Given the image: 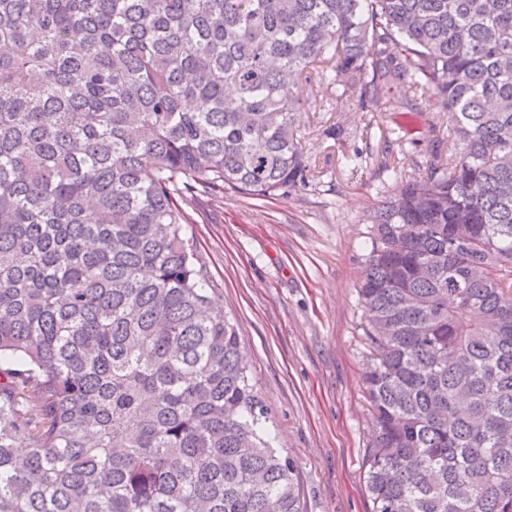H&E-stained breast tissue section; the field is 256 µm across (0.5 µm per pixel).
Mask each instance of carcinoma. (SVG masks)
Segmentation results:
<instances>
[{
	"mask_svg": "<svg viewBox=\"0 0 512 512\" xmlns=\"http://www.w3.org/2000/svg\"><path fill=\"white\" fill-rule=\"evenodd\" d=\"M313 76L433 141L364 218L371 512H512V0H0V512H305L184 205L311 186Z\"/></svg>",
	"mask_w": 512,
	"mask_h": 512,
	"instance_id": "cac0c4a2",
	"label": "carcinoma"
}]
</instances>
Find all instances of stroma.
Masks as SVG:
<instances>
[{
  "label": "stroma",
  "instance_id": "stroma-1",
  "mask_svg": "<svg viewBox=\"0 0 512 512\" xmlns=\"http://www.w3.org/2000/svg\"><path fill=\"white\" fill-rule=\"evenodd\" d=\"M298 139L318 182L291 196L228 192L188 203L193 236L237 326L250 382L277 447L293 458L306 512H370L363 461L374 426L357 283L370 247L362 219L417 172L423 118L399 142V112H366L341 90L300 83ZM340 136H331V128Z\"/></svg>",
  "mask_w": 512,
  "mask_h": 512
}]
</instances>
